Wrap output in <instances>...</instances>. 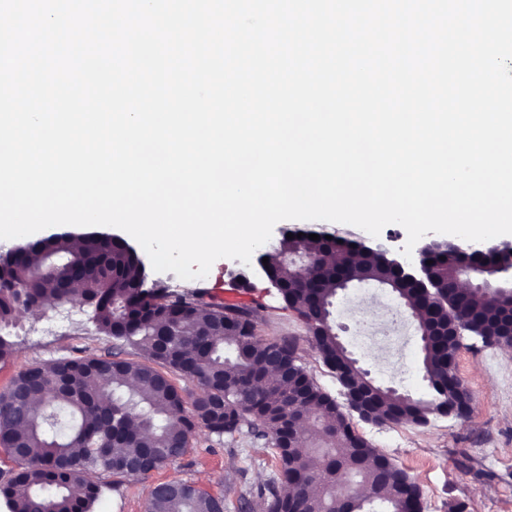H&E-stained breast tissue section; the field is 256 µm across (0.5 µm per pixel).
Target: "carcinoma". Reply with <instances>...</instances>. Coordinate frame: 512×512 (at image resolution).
<instances>
[{"instance_id":"1","label":"carcinoma","mask_w":512,"mask_h":512,"mask_svg":"<svg viewBox=\"0 0 512 512\" xmlns=\"http://www.w3.org/2000/svg\"><path fill=\"white\" fill-rule=\"evenodd\" d=\"M290 233L295 238L284 233L273 245L275 260L266 274L280 282L282 299L305 324L320 326L314 347L335 376L356 370L333 325L340 275L320 268L304 280L286 256H336L348 280L389 289L419 335L440 312L446 320L481 327L489 344L512 346L499 327L512 299L456 288L461 267L494 270L512 263L511 250L450 241L430 248L424 260L432 264L410 280L377 246L321 227ZM73 238L68 231L54 233L0 255V360L11 352L9 328L20 313L82 302L100 334L139 349L147 362L110 353L34 362L0 391V448L16 464L0 483L9 512H91L99 487L85 481L84 472L145 478L182 457L200 431L231 439L248 434L275 450L277 480L250 492L261 512H306L309 501L332 512L338 495L351 497L356 512H421L416 481L356 433L297 360L293 340L257 335L256 310L204 304L194 294L169 292L159 281L147 284L136 250L110 234L83 233L78 248ZM49 256L61 276H35ZM459 345L452 336H440L422 350L429 401L407 399L369 377L355 384L356 391H368L379 423L427 420L443 405L468 397L452 369ZM275 356L293 366L282 386L262 389L256 380ZM171 373L200 392L186 400ZM283 386L294 394L291 407L278 403ZM300 411L310 414L302 431L295 427ZM150 504L152 512H215L217 497L173 480L150 491Z\"/></svg>"}]
</instances>
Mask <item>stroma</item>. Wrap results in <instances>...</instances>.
<instances>
[{
    "mask_svg": "<svg viewBox=\"0 0 512 512\" xmlns=\"http://www.w3.org/2000/svg\"><path fill=\"white\" fill-rule=\"evenodd\" d=\"M224 281H243L249 286L250 306L259 312L256 332L265 339L290 337L307 372L333 399H340L334 373L319 358L308 329L297 312L287 307L259 263L236 266L234 261H215L210 274L193 282L172 272L149 271V279L174 283L177 292L186 285L209 289L213 275ZM392 296L380 286L354 283L339 292L333 318L339 335L372 379L400 393L428 398L423 377L418 336L394 357L383 359L357 341L358 314L371 307L378 320H387ZM13 352L0 361V390L32 362L62 357H83L106 352L139 359L132 347L99 334L87 308H69L19 315L10 329ZM499 346L464 336L455 360L456 372L468 388L473 404L467 418L432 417L428 426L373 424L350 414L353 428L373 447L404 468L422 491L423 512H450L462 502L467 512H512V359ZM277 461L271 450L253 445L250 437L235 441L196 435L183 457L155 471L148 479L96 476L100 492L92 512H144L151 487L182 480L223 497L224 512H249L243 497L248 490L272 483Z\"/></svg>",
    "mask_w": 512,
    "mask_h": 512,
    "instance_id": "obj_1",
    "label": "stroma"
}]
</instances>
